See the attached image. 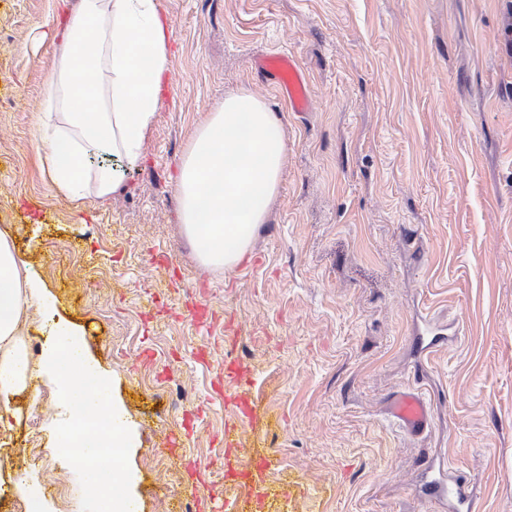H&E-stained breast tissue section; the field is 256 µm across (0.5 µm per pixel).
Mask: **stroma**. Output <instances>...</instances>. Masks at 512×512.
Returning <instances> with one entry per match:
<instances>
[{
  "label": "stroma",
  "mask_w": 512,
  "mask_h": 512,
  "mask_svg": "<svg viewBox=\"0 0 512 512\" xmlns=\"http://www.w3.org/2000/svg\"><path fill=\"white\" fill-rule=\"evenodd\" d=\"M77 0H0V234L42 290L23 334L79 331L135 438L117 459L140 512H455L423 461L512 512V24L505 0H160L174 28L143 161L105 199L55 190L36 118L58 17ZM294 56L312 107L257 71ZM245 90L281 118L278 196L233 271L205 268L176 181L197 127ZM246 367L251 386L228 375ZM0 415V512H99L57 446L50 377ZM431 406L408 433L398 392ZM273 464L224 468V428ZM46 462L31 467L32 454ZM389 411L399 424L414 434L424 432L430 424V408L414 390L403 391L394 396Z\"/></svg>",
  "instance_id": "stroma-1"
}]
</instances>
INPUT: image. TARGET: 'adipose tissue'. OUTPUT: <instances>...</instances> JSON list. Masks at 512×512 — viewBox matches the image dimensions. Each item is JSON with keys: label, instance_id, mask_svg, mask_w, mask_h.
<instances>
[{"label": "adipose tissue", "instance_id": "adipose-tissue-1", "mask_svg": "<svg viewBox=\"0 0 512 512\" xmlns=\"http://www.w3.org/2000/svg\"><path fill=\"white\" fill-rule=\"evenodd\" d=\"M54 77L43 90L37 116L43 165L55 188L75 201L106 198L138 166L145 137L159 108L174 29L159 0H78L62 22ZM288 150L282 123L267 104L247 93L225 96L195 133L182 163L177 192L181 222L200 263L231 270L247 255L279 193ZM110 164L93 165L99 155ZM40 297L33 278L21 275L10 242L0 236V404L27 391L36 370L53 376L70 401L73 423L59 433L69 447L73 424L115 413L106 376L90 372L82 338L61 333L44 351L40 368L30 365L21 318ZM127 423L110 419L85 430L75 467H91L89 485L101 512H125V501L108 496L103 473L126 479L114 449L128 447Z\"/></svg>", "mask_w": 512, "mask_h": 512}]
</instances>
